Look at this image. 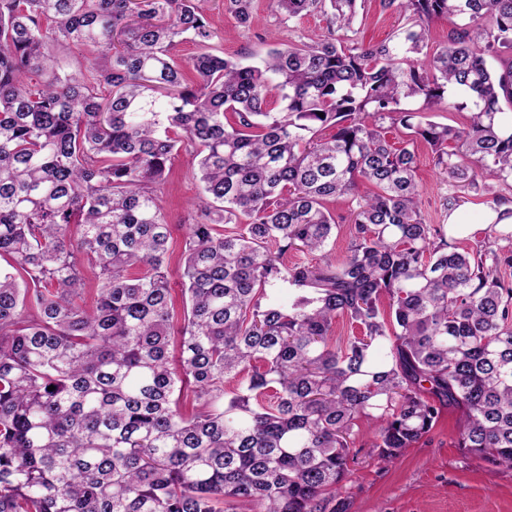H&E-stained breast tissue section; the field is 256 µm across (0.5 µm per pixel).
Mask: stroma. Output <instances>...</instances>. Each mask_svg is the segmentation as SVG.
<instances>
[{
    "label": "stroma",
    "instance_id": "obj_1",
    "mask_svg": "<svg viewBox=\"0 0 512 512\" xmlns=\"http://www.w3.org/2000/svg\"><path fill=\"white\" fill-rule=\"evenodd\" d=\"M209 21L218 36L212 47L224 57L252 63L264 57L274 41L290 44L310 34L326 33L327 16L316 14L285 20L269 0H258L249 24H239L226 9V0H212ZM397 14L381 0H364L356 28L365 42L391 37ZM194 160L180 153L174 160L163 195L167 219L190 223L200 183L190 171ZM417 176L422 209L433 223L448 217L443 207L448 184L434 164L427 143L417 145ZM459 409L444 408L435 428L399 459L383 460L372 448V432L358 421L354 447L358 460L338 499L344 512H512V470L496 467L458 448Z\"/></svg>",
    "mask_w": 512,
    "mask_h": 512
}]
</instances>
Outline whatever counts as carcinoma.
<instances>
[{
  "label": "carcinoma",
  "instance_id": "cac0c4a2",
  "mask_svg": "<svg viewBox=\"0 0 512 512\" xmlns=\"http://www.w3.org/2000/svg\"><path fill=\"white\" fill-rule=\"evenodd\" d=\"M208 2L0 0V512H340L356 421L393 460L443 406L512 469V0H382L402 24L368 46L359 0H270L335 30L251 64L206 45ZM228 2L248 24L256 0ZM70 44L100 52L78 77ZM419 139L448 213L473 189L495 215L468 251L420 208ZM181 151L202 194L173 270ZM61 73L72 75L77 72V63L85 58L94 56V48L88 46L71 45L58 52ZM330 208L336 214L337 220L340 224L336 229V241L334 244L333 257L341 259L346 254L347 245L349 242L348 235V219L349 209L348 203L344 198H337L336 201L330 203Z\"/></svg>",
  "mask_w": 512,
  "mask_h": 512
}]
</instances>
